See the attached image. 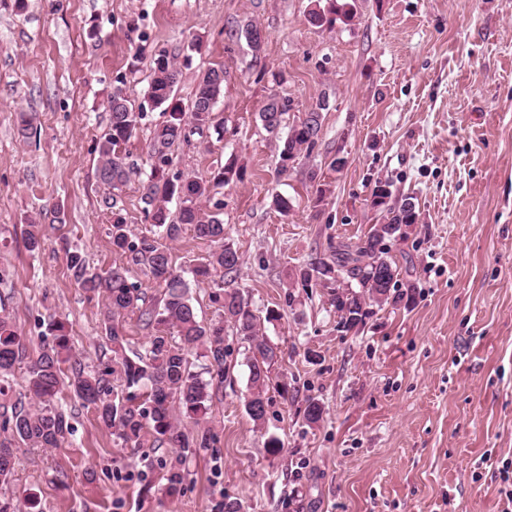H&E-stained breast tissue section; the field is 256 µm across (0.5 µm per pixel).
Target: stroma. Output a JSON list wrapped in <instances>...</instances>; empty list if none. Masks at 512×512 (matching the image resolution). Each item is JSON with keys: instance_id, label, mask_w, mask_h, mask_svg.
Wrapping results in <instances>:
<instances>
[{"instance_id": "obj_1", "label": "stroma", "mask_w": 512, "mask_h": 512, "mask_svg": "<svg viewBox=\"0 0 512 512\" xmlns=\"http://www.w3.org/2000/svg\"><path fill=\"white\" fill-rule=\"evenodd\" d=\"M313 0H0V303L37 357L43 325L64 323L74 353L96 365L110 350L102 302L89 298L67 251L89 270L118 262L109 189L93 148L108 129V101L124 80L145 112L128 147L133 172L118 190L133 232L148 223L141 197L160 110L148 102L151 57L189 56L175 89L190 106L198 78L223 67L215 107L223 131L191 133L171 149L170 173L209 178L228 157L242 183L201 203L241 255L233 282L252 308L275 309L263 332L280 351L287 396L269 391L262 426L242 343L214 390L207 425L218 447L191 460L180 494L146 490L173 448L145 437L118 446L70 388L56 404L72 435L57 448L15 447L0 498L34 495L39 512H212L216 499L249 512H512V0H358L351 25L312 26ZM263 32L253 51L240 31ZM96 39H88V31ZM200 52L188 54L191 42ZM289 121L325 103L319 140L287 175L278 140L258 114L270 94ZM318 109V108H317ZM40 130L26 139L17 116ZM342 155V171L330 167ZM330 187L311 202L310 172ZM391 204L420 213L390 243L398 289L412 300L375 308L365 325L338 326L332 289L306 285L299 268L338 242L367 234ZM288 198L282 212L273 194ZM63 207L39 251L24 232L35 214ZM323 407L314 424L309 401ZM284 448L270 456L269 436Z\"/></svg>"}]
</instances>
